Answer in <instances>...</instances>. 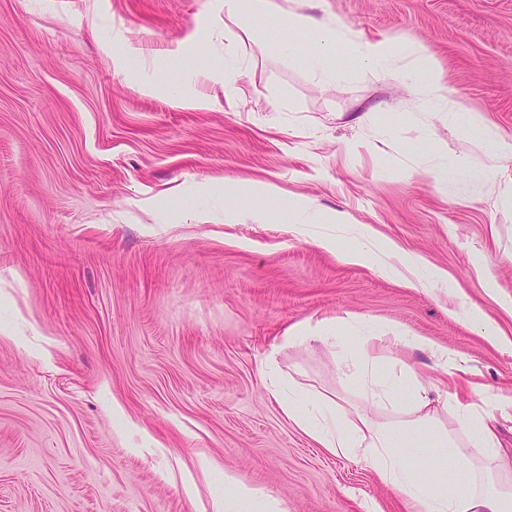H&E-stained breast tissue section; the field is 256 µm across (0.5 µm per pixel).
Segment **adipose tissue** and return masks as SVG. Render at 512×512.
<instances>
[{
  "label": "adipose tissue",
  "mask_w": 512,
  "mask_h": 512,
  "mask_svg": "<svg viewBox=\"0 0 512 512\" xmlns=\"http://www.w3.org/2000/svg\"><path fill=\"white\" fill-rule=\"evenodd\" d=\"M224 20L239 25L242 19L278 20L286 32V49H301L307 37L319 46L309 65L321 83L334 82L343 74L331 60L339 44H346L356 65L379 79L393 78L404 85L414 106L456 123L467 114L466 128L490 146L486 164L461 157L454 162L436 160L428 176L436 186L464 179L490 185L497 199L512 201V179L502 169L512 162V133L499 128L478 112H466L463 103L449 101L448 85L434 60L407 41L383 37H349L343 21L314 23L301 13H283L278 0H222ZM416 58L409 70L400 60ZM288 345L320 342L341 347L351 356L350 377L359 395L378 405H390L403 418L380 423L366 409L347 408L334 396L301 385L284 387L273 362L261 364L260 372L269 393L283 414L297 428L331 454L363 461L378 480L402 500L406 512H512V454L502 448L498 421L512 419V393L493 395L490 405L480 407L463 401L457 392L437 390L435 385L394 351L409 347L429 350L445 374H452L448 351L424 337H409L393 329L361 333L351 319L319 320L290 328ZM413 448L428 449L448 470L447 482L434 485L422 480L409 462ZM214 512H284L280 502L263 489L247 484L235 474L224 477V496Z\"/></svg>",
  "instance_id": "ef3b65f1"
}]
</instances>
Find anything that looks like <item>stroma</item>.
Here are the masks:
<instances>
[{"mask_svg": "<svg viewBox=\"0 0 512 512\" xmlns=\"http://www.w3.org/2000/svg\"><path fill=\"white\" fill-rule=\"evenodd\" d=\"M279 3L421 47L449 97L512 132V0ZM129 39L134 74L113 65ZM224 44L221 0H0V512H214L228 472L287 512H405L265 387L270 356L360 404L341 348L285 344L310 319L436 341L466 399L512 391V212L478 183L438 190L423 138L477 165L486 148L395 81L321 84L270 24L246 39L253 77L227 105ZM253 182L279 190L268 217L224 194ZM337 211L446 279L410 288L343 262L322 245L356 243L327 222ZM460 292L485 321L450 317Z\"/></svg>", "mask_w": 512, "mask_h": 512, "instance_id": "obj_1", "label": "stroma"}]
</instances>
